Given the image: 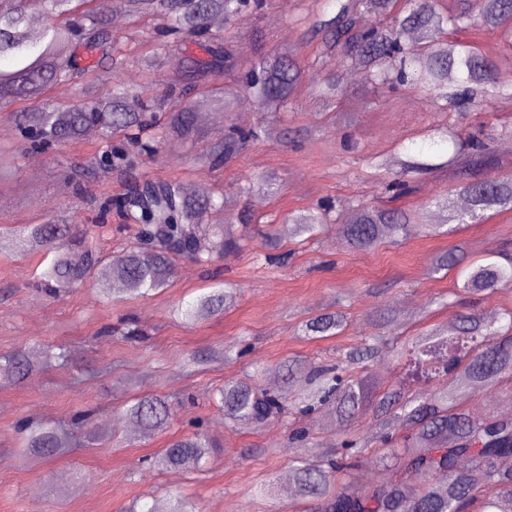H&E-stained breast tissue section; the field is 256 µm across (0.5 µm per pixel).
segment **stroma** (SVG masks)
Masks as SVG:
<instances>
[{
  "instance_id": "35a3bbf8",
  "label": "stroma",
  "mask_w": 512,
  "mask_h": 512,
  "mask_svg": "<svg viewBox=\"0 0 512 512\" xmlns=\"http://www.w3.org/2000/svg\"><path fill=\"white\" fill-rule=\"evenodd\" d=\"M317 12L315 0H267L259 16L227 34L246 61L259 51L296 43L300 30L295 18ZM163 25L158 16L128 15L117 34L128 52L145 54L163 42ZM319 51L315 40L303 48L299 61L308 81L288 111L261 112L244 98L228 114L234 121L240 110H248V126L275 124L279 137L217 166L203 160L205 143L197 140L162 147L125 172L97 166L89 182H71V165L90 161L98 136L69 143L53 161L15 134L13 107H0V138L9 140L19 165L16 190L0 194V225L44 223L66 201L72 223L86 229L93 245L104 253L119 251L136 237L137 227L116 213H105L104 206L136 179L173 180L183 186L205 182L209 194H223L226 211L234 212L242 205L236 191L240 181L275 177L277 193L256 211L261 224L283 223L288 213L309 211L325 201L345 213L358 202L376 201L382 180L369 174L367 160L391 155L399 141L446 123L449 115L411 90L360 109L361 83L346 70L339 77L348 91L342 106L359 110V122L350 128L337 125L315 92L326 73ZM461 123L492 127L498 172L512 176V152L501 148L512 142V100L489 112L469 113ZM286 246L293 255L284 266L265 262L267 249L258 238L205 266L178 260L168 288L139 298L104 292L96 277L64 296H46L35 272L49 262V255L35 251L22 256L10 246L0 247V356L23 350L36 358L61 343L72 359L69 366L43 368L22 382L0 381V512H122L140 497L165 507L175 491L192 497L201 512H312L310 504L286 487L295 455L288 446L292 426L306 428L316 438V447L308 451L314 459L343 434L369 437L375 427L372 412L345 428L331 410L323 409L245 430L225 419L222 408L208 400V391L250 373L259 388H267L268 375L277 374L280 364L292 358L309 365L335 363L340 353L373 333V319L384 309L399 311L394 335L402 341L437 325L452 327L469 307L481 314L491 309L499 316L512 311V288L471 297L460 292L456 271H431L435 256L458 249L477 262L512 256V210L489 212L483 223L439 236L414 229L371 251L351 249L331 229L317 240L296 238ZM216 279L236 287L235 305L204 322H182L177 305L194 301ZM327 311L342 312L345 318L337 335L314 339L302 334L307 319ZM129 319L145 331V339L122 336ZM230 342L247 346L241 361L208 363L192 372L184 368L188 354ZM182 393L196 395V402L173 405L167 428L151 438H138L121 417L132 398ZM86 409L93 416L77 430L81 445L69 455H18V421L64 426L75 411ZM198 423L222 445L205 471H161L146 463V456L192 432ZM263 483L269 493L255 495V487Z\"/></svg>"
}]
</instances>
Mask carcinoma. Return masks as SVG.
Wrapping results in <instances>:
<instances>
[{
  "mask_svg": "<svg viewBox=\"0 0 512 512\" xmlns=\"http://www.w3.org/2000/svg\"><path fill=\"white\" fill-rule=\"evenodd\" d=\"M93 0H0V105L37 99L49 92L68 93L96 69L107 74L112 90L104 97L86 98L73 104L15 113L18 129L32 139L41 153L65 147L88 128L97 130L106 149L100 162L127 170L137 156H151L160 146L175 147L202 134L196 113L186 102L193 91L209 93L219 108H229L247 93L262 112L288 110L304 75L298 63L302 45L259 53L243 63L229 37L214 30L209 20L224 16L228 28L262 10L264 0H113L112 7L130 15L153 13L164 18L165 36L173 41L167 50L181 57L163 61L156 56L139 62L158 86L148 96L123 80L131 63L108 18L89 8ZM321 0L334 6L328 19H318L306 33L321 37V54L336 68L359 70L365 82L386 90H416L442 112L481 111L503 98L512 99V75L466 41L446 46L433 43V35L465 23L499 34L512 50V0H483L478 16L470 12V0ZM39 12L45 23L39 29L29 24ZM192 40L202 50L187 53L182 41ZM269 129H249L234 124L212 138L207 154L214 162H230L250 145L267 138ZM493 135L479 128L463 132L448 122L430 130L422 145L402 144L396 156L374 159L369 168L380 171L399 166L385 184L392 205L360 202L348 224L335 225L336 233L356 250H369L387 237H399L416 223L415 211L395 202L416 192L408 177L423 174L433 165L418 156L425 149L451 143L454 155L443 167L457 171L456 191L467 200L460 208L446 194L421 206L434 207L442 223L423 224L429 235H439L447 224H477L491 210H512V177L494 174L498 162ZM18 165L8 142L0 141V192L10 189ZM237 194L246 206L237 215L224 217V198L186 197L176 184L166 181L137 182L126 192L108 200V206L138 224L153 225L157 246L145 250L129 246L103 257L84 246L83 232L57 218L45 224L16 225L0 234L19 254L33 250L53 253L38 279L52 293L66 291L103 270L124 285V291L146 296L165 287L175 272V262L188 258L207 263L215 254L234 252L254 235L262 236L271 249L282 239L315 237L329 220V211L290 213L283 224L254 223V207L272 194L265 179H250L238 185ZM83 249L82 263L69 261L70 251ZM463 255L444 253L433 271L459 265ZM463 290L478 294L497 288H512V265L496 262L471 264ZM236 301L230 284L203 293L187 308L175 313L195 324L223 313ZM344 318L322 313L305 321L306 336H333ZM386 348L383 337L361 338L344 354L350 366L366 363ZM243 351L234 344L214 350L194 363L214 359L238 360ZM406 376L426 382L439 381L425 395L408 396L396 387L382 395L367 376L352 375L333 364L306 367L290 360L284 363L288 382L278 391H262L247 380L230 379L217 390L227 420L258 429L268 421L296 410L309 413L326 406L342 425L371 408L379 428L403 431L402 446L382 456L356 437L346 436L332 449L311 462L297 455L288 478L296 494L313 501L317 512H464L478 499L484 512H512V469L500 460L512 457V417L498 414L471 416L464 409L468 388L481 383L494 388L512 382V312L505 327L479 314L459 316L453 333L444 329L412 340L396 349ZM36 371L35 363L22 351L0 357V379L23 380ZM171 414L166 397L135 398L123 416L150 437L163 428ZM21 447L31 458L63 455L71 447L66 430L45 423L20 426ZM220 444L204 433L176 437L151 458L161 470H201ZM467 465L459 466L460 460ZM366 463L393 465L403 472L401 480L371 488H358L354 481L338 486L336 474H351ZM169 512H199L196 503L174 494Z\"/></svg>",
  "mask_w": 512,
  "mask_h": 512,
  "instance_id": "cac0c4a2",
  "label": "carcinoma"
}]
</instances>
